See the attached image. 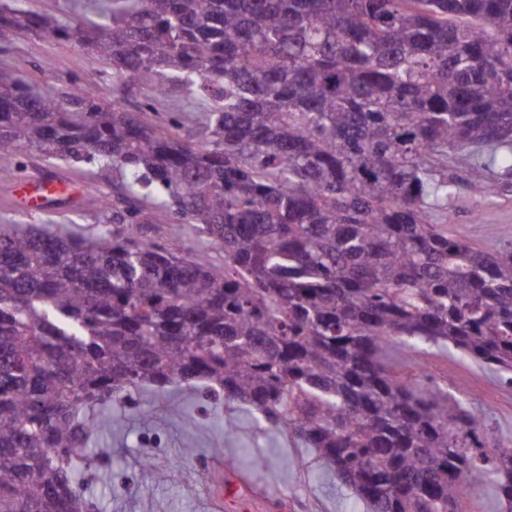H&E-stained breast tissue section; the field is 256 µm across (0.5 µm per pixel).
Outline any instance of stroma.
<instances>
[{"instance_id": "1", "label": "stroma", "mask_w": 512, "mask_h": 512, "mask_svg": "<svg viewBox=\"0 0 512 512\" xmlns=\"http://www.w3.org/2000/svg\"><path fill=\"white\" fill-rule=\"evenodd\" d=\"M98 0H19L31 13H53L73 26L93 19ZM0 73L23 74L38 87L61 91L70 83L94 89L99 102L118 100L149 105L159 120H177L180 133L196 141L200 133V106L189 92L176 89L164 97L148 87L124 93L105 74V66L76 42L21 33L7 47H0ZM30 181L55 176L65 189L48 198L41 210L19 211L9 205L10 187L18 176ZM117 185L106 171L84 165L51 164L38 153L19 163L0 162V223L48 226L51 230L91 231L97 213L86 202L94 196L115 197ZM449 211L453 223L467 225L477 245L512 242V186L488 199L460 191ZM426 373L433 387L468 401L486 447L512 439V380L483 368L453 348L432 350ZM237 431L232 438L211 428L190 400L163 393L134 396L132 403L114 408L112 431L105 439L112 462L102 465L92 481L101 512H367L364 503L342 486L316 456L290 435L258 426L241 407L230 410ZM204 451L203 460L182 458L183 448ZM151 457L152 468L140 465ZM265 457L269 467L257 468L253 458ZM166 471L158 481L157 471ZM132 489L124 491L122 480ZM235 497H226L227 488ZM223 509H216V497Z\"/></svg>"}]
</instances>
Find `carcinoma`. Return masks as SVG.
<instances>
[{
    "instance_id": "carcinoma-1",
    "label": "carcinoma",
    "mask_w": 512,
    "mask_h": 512,
    "mask_svg": "<svg viewBox=\"0 0 512 512\" xmlns=\"http://www.w3.org/2000/svg\"><path fill=\"white\" fill-rule=\"evenodd\" d=\"M74 40L112 81L202 100L204 138L74 85L0 76V161L38 152L112 173L90 234L0 224V512H98L88 474L112 406L194 387L289 433L370 512H461L486 451L429 347L512 372V242L448 233L512 175V0H105L71 29L0 0L20 30ZM164 208L224 271L160 235Z\"/></svg>"
}]
</instances>
